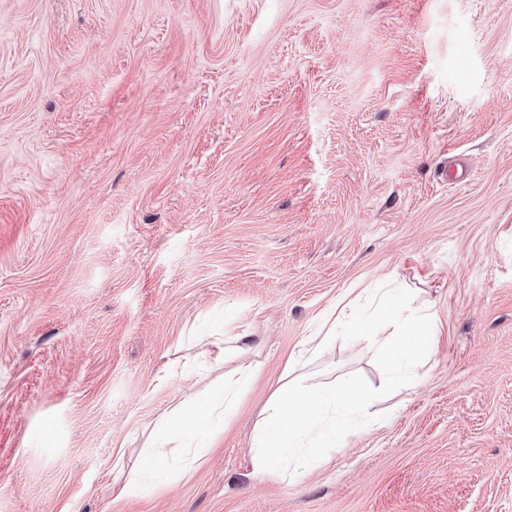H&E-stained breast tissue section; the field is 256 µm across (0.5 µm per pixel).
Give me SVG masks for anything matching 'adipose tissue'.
<instances>
[{
  "label": "adipose tissue",
  "mask_w": 512,
  "mask_h": 512,
  "mask_svg": "<svg viewBox=\"0 0 512 512\" xmlns=\"http://www.w3.org/2000/svg\"><path fill=\"white\" fill-rule=\"evenodd\" d=\"M393 294L383 295L378 304L386 316L385 327L396 344L392 357L395 379L407 383L416 378L421 354L430 353L440 334L437 313L433 309L409 311L394 305ZM256 372L247 366L225 379L224 387L210 394L200 408L169 413L160 422L154 440L164 445L174 437L192 434L203 427L222 428L239 388ZM365 399L355 381L328 389L292 385L274 393L268 403V415L257 425L253 445L255 469L259 475L275 474L287 478L283 455H294L313 464L323 461L329 448L336 445V415Z\"/></svg>",
  "instance_id": "ef3b65f1"
}]
</instances>
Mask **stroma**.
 <instances>
[{"instance_id": "35a3bbf8", "label": "stroma", "mask_w": 512, "mask_h": 512, "mask_svg": "<svg viewBox=\"0 0 512 512\" xmlns=\"http://www.w3.org/2000/svg\"><path fill=\"white\" fill-rule=\"evenodd\" d=\"M370 284L439 312L413 384L300 353ZM348 378L324 462L258 476L270 396ZM0 512H512V0H0ZM256 371V366L249 365L235 375L225 378L224 389L221 388L210 394L202 408L172 411L165 416L157 427L154 437V441L157 443L156 448H163L171 438L190 435L202 427L210 426L212 429H222L224 420L231 411L237 391Z\"/></svg>"}]
</instances>
